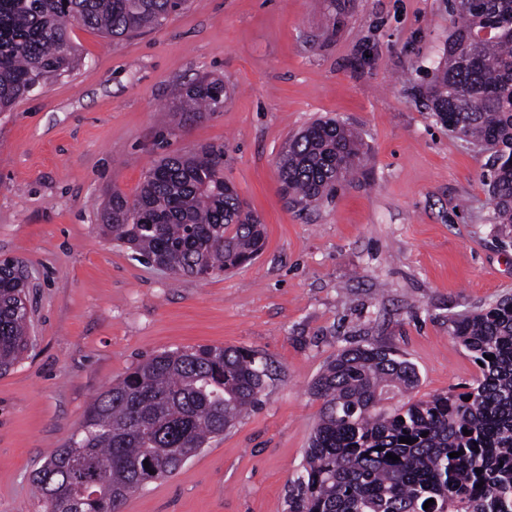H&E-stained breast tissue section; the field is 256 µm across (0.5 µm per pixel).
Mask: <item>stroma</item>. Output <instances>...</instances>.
<instances>
[{
    "instance_id": "1",
    "label": "stroma",
    "mask_w": 512,
    "mask_h": 512,
    "mask_svg": "<svg viewBox=\"0 0 512 512\" xmlns=\"http://www.w3.org/2000/svg\"><path fill=\"white\" fill-rule=\"evenodd\" d=\"M454 21L447 0H190L112 42L73 26L81 64L0 112V257L28 273L32 345L0 375V512H45L32 475L76 437L95 398L154 354L252 350L260 405L122 512H288L337 351L386 345L416 367L413 398L480 378L448 320L512 295L485 186L487 155L427 105ZM224 83L190 118L175 89ZM320 118L363 161L335 195L289 204L279 162ZM224 148V176L265 226L253 262L200 280L135 259L101 232L108 190L134 195L166 153Z\"/></svg>"
}]
</instances>
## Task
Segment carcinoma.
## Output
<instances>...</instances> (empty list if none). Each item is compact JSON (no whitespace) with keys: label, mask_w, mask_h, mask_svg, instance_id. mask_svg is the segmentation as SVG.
<instances>
[{"label":"carcinoma","mask_w":512,"mask_h":512,"mask_svg":"<svg viewBox=\"0 0 512 512\" xmlns=\"http://www.w3.org/2000/svg\"><path fill=\"white\" fill-rule=\"evenodd\" d=\"M186 3L0 0V112L79 65L72 25L119 41L160 26ZM449 11L455 27L433 72L431 110L490 151L493 220L512 235V0H450ZM177 98L194 117L217 112L224 82L194 80ZM360 147L355 132L331 118L290 140L280 171L291 204L305 208L335 192L359 165ZM225 182L222 145L168 154L134 197L117 188L107 194L102 231L176 274L235 268L259 256L264 231ZM21 273L19 261L0 260L1 375L31 345ZM450 333L483 363L482 378L462 392L392 403L416 389L419 376L382 346L344 348L327 363L311 386L322 405L289 512H512V296L450 320ZM269 379L268 364L236 347L151 356L95 399L71 445L47 456L32 479L38 497L47 512H121L144 462L153 480L171 477L181 456L256 406Z\"/></svg>","instance_id":"carcinoma-1"}]
</instances>
